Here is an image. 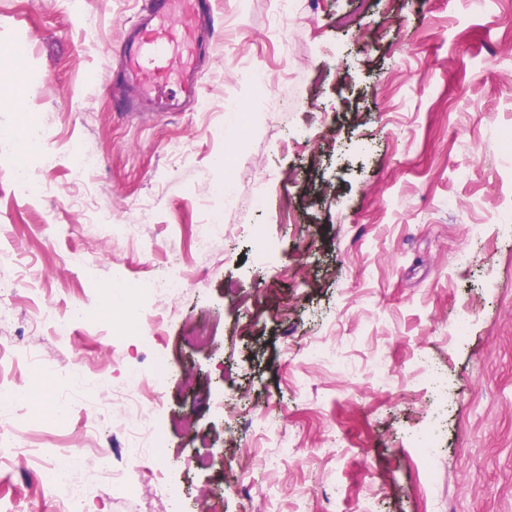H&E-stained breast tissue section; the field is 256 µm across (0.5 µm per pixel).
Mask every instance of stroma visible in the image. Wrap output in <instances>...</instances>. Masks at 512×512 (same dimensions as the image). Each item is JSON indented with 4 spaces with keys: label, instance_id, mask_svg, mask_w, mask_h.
I'll return each mask as SVG.
<instances>
[{
    "label": "stroma",
    "instance_id": "obj_1",
    "mask_svg": "<svg viewBox=\"0 0 512 512\" xmlns=\"http://www.w3.org/2000/svg\"><path fill=\"white\" fill-rule=\"evenodd\" d=\"M300 4L283 43L271 0H220L202 106L132 116L113 108L111 81L139 0H0V69L21 75L0 84V132L23 114L53 134L21 153L0 141V169L28 165L51 187L25 203L0 179V248L20 251L29 271L0 340L44 360L56 405L51 415L0 405V428L21 432L32 455L22 466L0 453V512H46L48 483L63 501L51 471L79 447L103 454L83 473V512H197L214 496L219 512H322L330 491L335 512H356L368 491L375 512H512V233L498 224L512 194V0L479 14L467 0ZM84 14L99 21L96 43L83 39ZM255 66L272 77L262 116ZM296 128L311 141L285 146ZM74 141L99 157L90 180L111 234L70 204ZM243 167L253 173L240 205L225 211L224 177ZM220 212L212 251L198 254V226ZM74 251L84 264L70 262ZM174 267L197 285L156 298L155 332L130 333L140 301L126 282ZM44 305L58 317L95 310L103 324L59 338L31 325ZM464 309V337L446 338ZM210 315L221 321L211 347L177 346ZM422 352L453 395L428 502L409 441L432 420L434 390L400 375ZM380 356L393 370L385 385L370 374ZM121 359L168 374L160 446L130 469L133 492L112 485L127 467L112 421ZM76 361L105 370L108 388L82 400ZM232 401L249 430L231 426ZM267 412L279 431L259 428ZM194 455L203 464L183 468ZM230 467L255 489L225 486Z\"/></svg>",
    "mask_w": 512,
    "mask_h": 512
}]
</instances>
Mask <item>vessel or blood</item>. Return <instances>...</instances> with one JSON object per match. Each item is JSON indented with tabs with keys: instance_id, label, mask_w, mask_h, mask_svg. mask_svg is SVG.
Instances as JSON below:
<instances>
[{
	"instance_id": "1",
	"label": "vessel or blood",
	"mask_w": 512,
	"mask_h": 512,
	"mask_svg": "<svg viewBox=\"0 0 512 512\" xmlns=\"http://www.w3.org/2000/svg\"><path fill=\"white\" fill-rule=\"evenodd\" d=\"M126 37L117 78L126 87L118 111L133 113L176 86L183 101L201 98L200 70L214 51L216 0H144Z\"/></svg>"
}]
</instances>
